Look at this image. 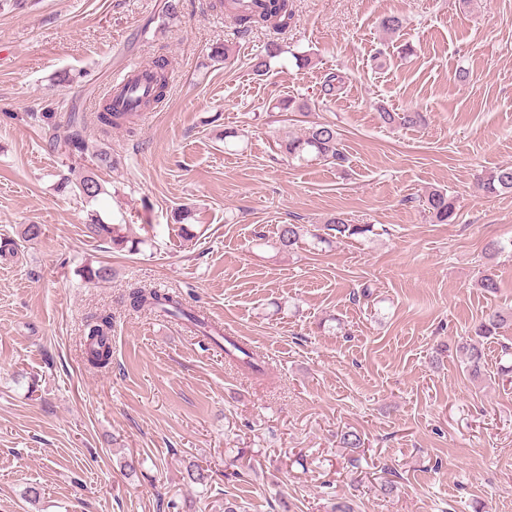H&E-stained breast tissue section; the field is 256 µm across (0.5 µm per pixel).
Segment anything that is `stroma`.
Masks as SVG:
<instances>
[{"mask_svg": "<svg viewBox=\"0 0 512 512\" xmlns=\"http://www.w3.org/2000/svg\"><path fill=\"white\" fill-rule=\"evenodd\" d=\"M166 3L0 0V240L13 243L0 252V512H512V326L485 340L480 378L454 350L487 313L512 312V254L487 251L512 241V193L478 187L512 165V0H292L287 32L246 37L211 0H180L173 19ZM160 58L161 107L131 132L87 127L117 168L48 148L63 108L93 116L114 71ZM332 70L348 81L325 102ZM287 98L308 112L280 110ZM383 108L424 121L387 126ZM317 122L339 129L343 166L281 153L285 132ZM90 170L104 192L87 202L62 182ZM435 189L457 200L449 223L420 205ZM93 212L137 253L90 236ZM338 215L371 233L275 243L278 225ZM99 266L111 278L88 282ZM488 268L494 293L478 286ZM134 284L179 291L246 337L267 377L123 306ZM105 311L100 372L85 321ZM349 427L365 440L353 474L336 445ZM192 461L212 472L204 491L182 479ZM86 360L95 369H106L112 361V314L103 313L86 325Z\"/></svg>", "mask_w": 512, "mask_h": 512, "instance_id": "obj_1", "label": "stroma"}]
</instances>
